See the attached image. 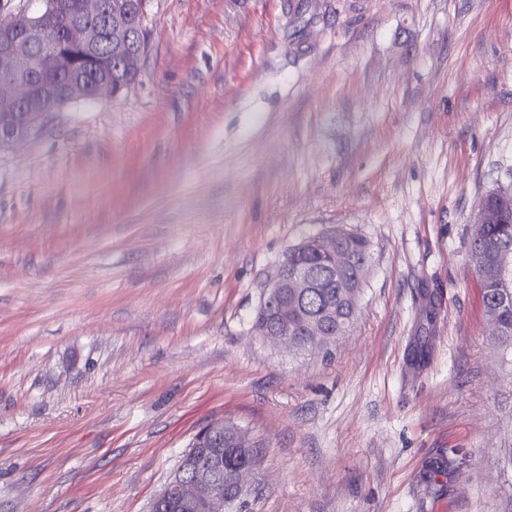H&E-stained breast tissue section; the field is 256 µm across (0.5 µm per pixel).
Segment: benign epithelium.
<instances>
[{
  "mask_svg": "<svg viewBox=\"0 0 512 512\" xmlns=\"http://www.w3.org/2000/svg\"><path fill=\"white\" fill-rule=\"evenodd\" d=\"M120 0H79L71 6L69 0H52L46 11L25 14L22 25L10 19L0 21V149L23 143L48 123L53 112L56 88L44 78V68L56 63L61 45L66 43L89 56L106 51L118 60L126 76L118 78L108 72L98 78L91 95L101 101L128 89L132 82L127 75L139 70L142 53L132 52L122 22ZM55 14L70 15L65 34L58 33L49 21ZM70 102L85 99L83 77L73 74L68 80ZM499 211L481 202L474 217L476 224H494ZM299 248L315 249L341 274L350 264V256L340 245V236L331 230L306 238ZM314 282L303 269L288 272L283 268L272 279L265 294L273 313V324L262 330L261 336L289 348H296V336L304 332L307 346L324 349L336 342L322 318L296 321L293 302ZM207 431L218 434L235 448L246 451L247 462L225 474L224 454L218 453L207 465L194 463L193 454L185 456L181 468L165 488L154 498V512H226L236 499H242L245 478L253 471L264 453L256 439L226 421H217Z\"/></svg>",
  "mask_w": 512,
  "mask_h": 512,
  "instance_id": "obj_1",
  "label": "benign epithelium"
}]
</instances>
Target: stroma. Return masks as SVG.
I'll return each instance as SVG.
<instances>
[{"mask_svg": "<svg viewBox=\"0 0 512 512\" xmlns=\"http://www.w3.org/2000/svg\"><path fill=\"white\" fill-rule=\"evenodd\" d=\"M136 83L0 150V512H149L215 420L246 512H512V350L469 264L512 188V0H145ZM371 257L329 351L288 247ZM336 231H329L306 238L299 248L315 249L330 265L336 270V275L341 274L346 267L349 266L346 278L343 282L337 283L333 278L328 267L315 255H302L297 253V245L288 249L280 264L288 260L287 267L277 272L272 279L271 287L265 294L264 302L270 301V309L273 313V324L270 327H263L268 321V317L264 314L263 303L257 314L255 328L267 340L280 343L289 348L296 350H305L309 348L324 349L336 342L337 336H342L351 326L356 316L357 304L352 293H346L345 298L348 299L356 307L344 305V293L349 288H342L343 284L351 280L362 262L357 273L358 288H363L364 272L370 259L369 243L354 234L347 235L341 242L346 250L350 253L352 263L350 264V256L346 250L340 245L341 237ZM294 264L302 265L309 268L315 275L316 279L329 284V288H314V282L308 273L297 268L288 273V266ZM350 264V265H349ZM310 288L300 301L301 308L309 314L318 315L326 309L330 310L331 317L336 319L334 329L336 336H330L329 331L322 317L316 319H303V331L307 336V346L303 332L298 336L300 329L296 321L293 302L305 290ZM336 308V309H334ZM298 336L297 346L296 338Z\"/></svg>", "mask_w": 512, "mask_h": 512, "instance_id": "obj_1", "label": "stroma"}]
</instances>
